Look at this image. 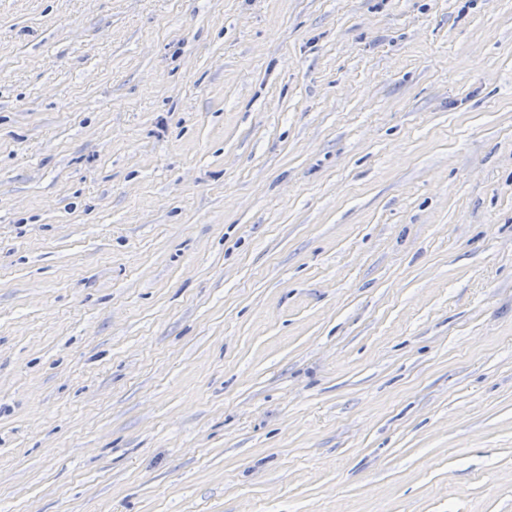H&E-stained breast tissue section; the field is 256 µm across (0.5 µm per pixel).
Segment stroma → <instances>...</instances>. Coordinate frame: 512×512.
I'll list each match as a JSON object with an SVG mask.
<instances>
[{
    "label": "stroma",
    "mask_w": 512,
    "mask_h": 512,
    "mask_svg": "<svg viewBox=\"0 0 512 512\" xmlns=\"http://www.w3.org/2000/svg\"><path fill=\"white\" fill-rule=\"evenodd\" d=\"M0 512H512V0H0Z\"/></svg>",
    "instance_id": "1"
}]
</instances>
